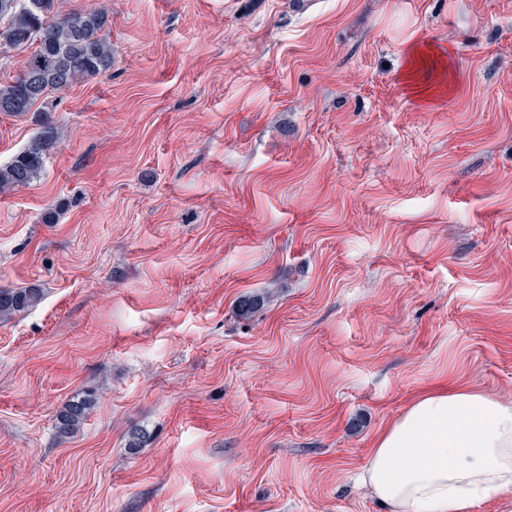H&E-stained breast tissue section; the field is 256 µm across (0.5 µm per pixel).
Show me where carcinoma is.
Masks as SVG:
<instances>
[{
	"mask_svg": "<svg viewBox=\"0 0 512 512\" xmlns=\"http://www.w3.org/2000/svg\"><path fill=\"white\" fill-rule=\"evenodd\" d=\"M55 0H0V41L11 47L29 49L20 72L0 84V114L21 115L51 93L63 91L112 68V42L106 30L108 14L103 8L60 14ZM56 128L43 126L35 140L0 166V191L32 182L44 166L47 150L55 141ZM273 291L245 296L237 314L248 316L269 302ZM42 289L0 288V319L36 306ZM93 401L70 400L55 415V428L62 438L80 431Z\"/></svg>",
	"mask_w": 512,
	"mask_h": 512,
	"instance_id": "1",
	"label": "carcinoma"
}]
</instances>
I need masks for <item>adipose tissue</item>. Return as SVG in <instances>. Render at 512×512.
Segmentation results:
<instances>
[{
  "mask_svg": "<svg viewBox=\"0 0 512 512\" xmlns=\"http://www.w3.org/2000/svg\"><path fill=\"white\" fill-rule=\"evenodd\" d=\"M361 480L384 512H474L512 489V400L471 388L415 397L377 438Z\"/></svg>",
  "mask_w": 512,
  "mask_h": 512,
  "instance_id": "ef3b65f1",
  "label": "adipose tissue"
}]
</instances>
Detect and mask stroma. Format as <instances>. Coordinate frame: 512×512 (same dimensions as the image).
<instances>
[{
	"label": "stroma",
	"instance_id": "stroma-1",
	"mask_svg": "<svg viewBox=\"0 0 512 512\" xmlns=\"http://www.w3.org/2000/svg\"><path fill=\"white\" fill-rule=\"evenodd\" d=\"M95 6L111 70L0 116V165L57 128L0 194V287L43 290L0 321V512H382L414 395L512 398V0ZM56 128L50 123L43 126L35 140L15 155L6 165L0 166V191L23 187L32 182L44 166L47 150L55 141ZM93 401L85 398L70 400L55 415V428L58 435L67 438L78 433L85 423Z\"/></svg>",
	"mask_w": 512,
	"mask_h": 512
}]
</instances>
